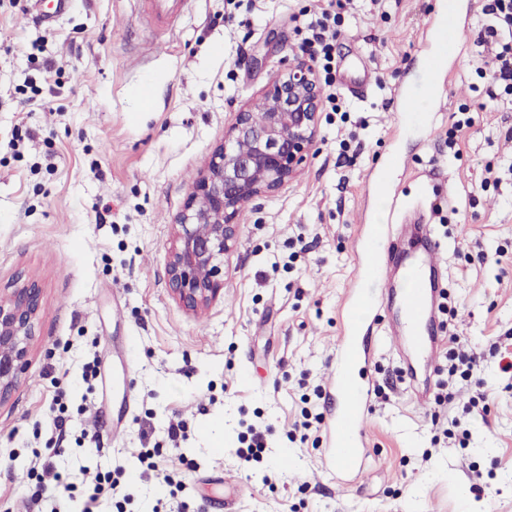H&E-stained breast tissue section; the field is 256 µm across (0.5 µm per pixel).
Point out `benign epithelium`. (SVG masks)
<instances>
[{"instance_id":"obj_1","label":"benign epithelium","mask_w":512,"mask_h":512,"mask_svg":"<svg viewBox=\"0 0 512 512\" xmlns=\"http://www.w3.org/2000/svg\"><path fill=\"white\" fill-rule=\"evenodd\" d=\"M321 106L319 76L297 55L256 100L236 113L176 218L168 275L184 307L194 310L219 296L224 256L236 243L240 212L258 195L280 189L307 161ZM256 112L264 113L260 125L253 122ZM41 292L37 281L27 280L8 297H0V402L26 364Z\"/></svg>"}]
</instances>
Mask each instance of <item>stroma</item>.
<instances>
[{
  "mask_svg": "<svg viewBox=\"0 0 512 512\" xmlns=\"http://www.w3.org/2000/svg\"><path fill=\"white\" fill-rule=\"evenodd\" d=\"M324 4L183 0L150 29L137 0H72L57 17L52 0H0V295L42 288L28 365L0 404V512H40L51 448L57 512H152L160 498L211 512L229 491L236 512H512V374L499 369L512 352V109L480 107L483 0H460L461 52L445 102L421 103L424 124L394 93L420 77L441 0H340L319 73L338 110L323 106L301 173L242 210L220 297L193 312L170 293L171 226L192 182L234 113L299 54L295 15ZM367 74L366 97L351 96ZM463 105L472 124L449 138ZM380 208L396 262L424 248L418 216L435 225L447 329L483 370L454 378L446 405L413 400L406 364L421 382L430 369L388 337L395 307H377L364 469L345 486L324 424L304 438L294 424L324 410L361 227ZM247 422L266 442L251 468L237 455ZM172 424L184 438H168ZM119 465L112 494L90 501L94 473ZM171 480L186 485L173 498Z\"/></svg>",
  "mask_w": 512,
  "mask_h": 512,
  "instance_id": "stroma-1",
  "label": "stroma"
}]
</instances>
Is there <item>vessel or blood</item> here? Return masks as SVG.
<instances>
[{
    "label": "vessel or blood",
    "mask_w": 512,
    "mask_h": 512,
    "mask_svg": "<svg viewBox=\"0 0 512 512\" xmlns=\"http://www.w3.org/2000/svg\"><path fill=\"white\" fill-rule=\"evenodd\" d=\"M141 3L142 14L150 24L174 15L180 8V0H141ZM456 26L457 16L452 12L441 13L432 22L433 45L424 67L425 79L415 93H398L397 111H414L417 98H435V87L445 77L448 58L456 50ZM421 232L429 246L402 268L405 288L401 296V313L396 324L391 325L390 333L395 338L405 339L417 356L430 361L434 358L440 329L432 314L433 298L440 291L432 274L439 267L440 259L433 227L422 225ZM383 240V234L374 225H364L359 286L347 297L349 328L340 342L336 369L328 387L326 433L331 459L340 472L356 477L362 471L366 447L363 422L369 406V390L360 369L370 361L368 345L360 336L362 325L358 315L361 310H370L376 305L371 290L373 283L392 274L390 267L380 259Z\"/></svg>",
    "instance_id": "1"
}]
</instances>
